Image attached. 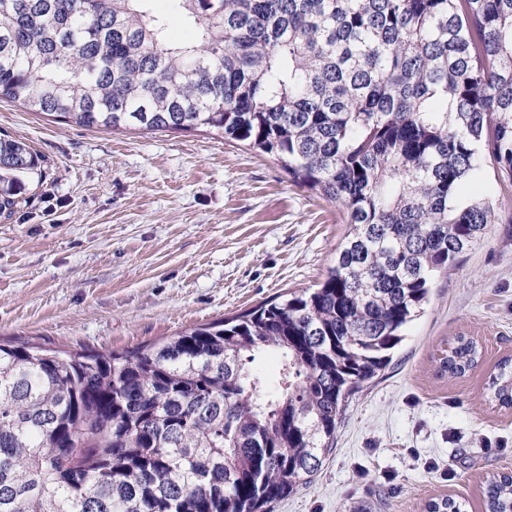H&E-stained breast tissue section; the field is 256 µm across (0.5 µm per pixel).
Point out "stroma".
<instances>
[{"instance_id": "obj_1", "label": "stroma", "mask_w": 512, "mask_h": 512, "mask_svg": "<svg viewBox=\"0 0 512 512\" xmlns=\"http://www.w3.org/2000/svg\"><path fill=\"white\" fill-rule=\"evenodd\" d=\"M0 134L44 159L0 215L1 344L123 352L168 339L315 287L348 231L276 160L213 133L89 129L1 101ZM459 336L482 358L451 378L439 359ZM505 359L512 224H492L274 512H426L445 497L485 512L488 484L512 472V408L488 394Z\"/></svg>"}]
</instances>
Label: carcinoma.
Returning a JSON list of instances; mask_svg holds the SVG:
<instances>
[{"instance_id":"1","label":"carcinoma","mask_w":512,"mask_h":512,"mask_svg":"<svg viewBox=\"0 0 512 512\" xmlns=\"http://www.w3.org/2000/svg\"><path fill=\"white\" fill-rule=\"evenodd\" d=\"M0 0V100L213 130L346 215L311 291L131 351L0 344V512H273L489 224H512V0ZM196 31L168 41L170 16ZM42 158L0 137V214ZM495 201H461L485 165ZM274 354L269 386L252 364ZM475 341L440 358L457 378ZM512 408V361L488 385ZM428 512H466L443 498ZM486 512H512V476Z\"/></svg>"}]
</instances>
